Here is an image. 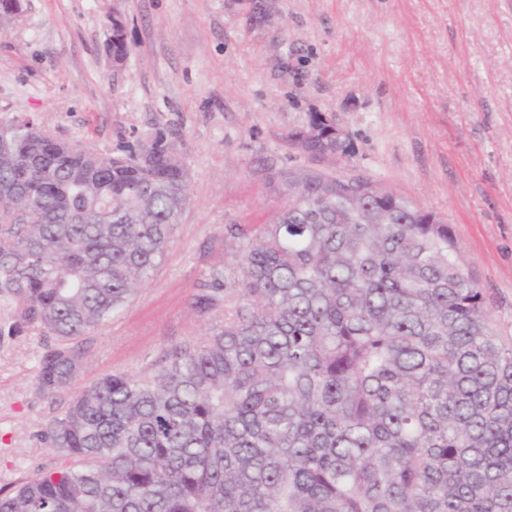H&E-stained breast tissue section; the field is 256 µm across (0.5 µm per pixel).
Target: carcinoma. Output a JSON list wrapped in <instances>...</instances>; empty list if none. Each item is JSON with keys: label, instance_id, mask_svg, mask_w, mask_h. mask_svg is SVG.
I'll use <instances>...</instances> for the list:
<instances>
[{"label": "carcinoma", "instance_id": "carcinoma-1", "mask_svg": "<svg viewBox=\"0 0 512 512\" xmlns=\"http://www.w3.org/2000/svg\"><path fill=\"white\" fill-rule=\"evenodd\" d=\"M112 59L124 26L105 21ZM289 141L348 156L335 118ZM285 199L228 224L235 267L195 295L208 333L143 375L77 389L0 512H512V338L491 326L452 227L355 175L266 165ZM168 131L106 157L0 121V305L48 339L37 386L69 389L82 337L153 275L191 204Z\"/></svg>", "mask_w": 512, "mask_h": 512}]
</instances>
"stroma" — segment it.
<instances>
[{"label":"stroma","instance_id":"stroma-1","mask_svg":"<svg viewBox=\"0 0 512 512\" xmlns=\"http://www.w3.org/2000/svg\"><path fill=\"white\" fill-rule=\"evenodd\" d=\"M125 23L113 63L104 21ZM332 114L352 152L319 161L288 142ZM109 153L171 130L192 203L152 278L86 340L77 386L147 372L203 336L199 285L236 261L228 224L283 206L263 159L361 175L450 224L467 270L512 337V0H23L0 33V120ZM44 339L0 336V489L54 465L39 431L70 394L36 381Z\"/></svg>","mask_w":512,"mask_h":512}]
</instances>
